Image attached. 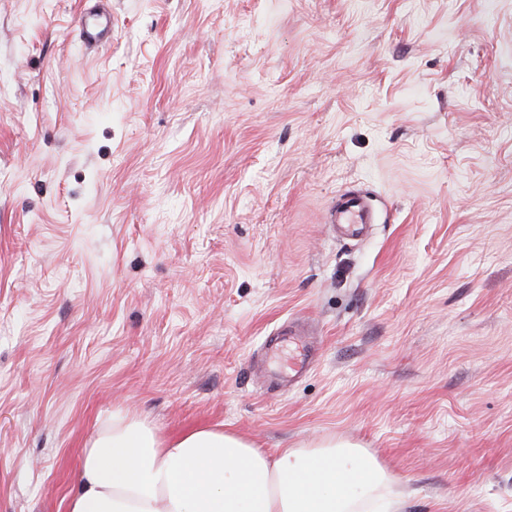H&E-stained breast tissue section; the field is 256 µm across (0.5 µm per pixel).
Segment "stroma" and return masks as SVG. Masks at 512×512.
<instances>
[{"mask_svg":"<svg viewBox=\"0 0 512 512\" xmlns=\"http://www.w3.org/2000/svg\"><path fill=\"white\" fill-rule=\"evenodd\" d=\"M82 7L0 0V512H67L116 410L512 512V0H112L99 52ZM291 318L317 366L272 392ZM325 223L331 224L343 239L355 240L367 224H374L373 211L365 191L346 190L329 209Z\"/></svg>","mask_w":512,"mask_h":512,"instance_id":"1","label":"stroma"}]
</instances>
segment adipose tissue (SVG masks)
Instances as JSON below:
<instances>
[{"label": "adipose tissue", "instance_id": "adipose-tissue-1", "mask_svg": "<svg viewBox=\"0 0 512 512\" xmlns=\"http://www.w3.org/2000/svg\"><path fill=\"white\" fill-rule=\"evenodd\" d=\"M359 443L324 437L277 455L199 428L168 440L116 411L83 448L68 512H402Z\"/></svg>", "mask_w": 512, "mask_h": 512}]
</instances>
